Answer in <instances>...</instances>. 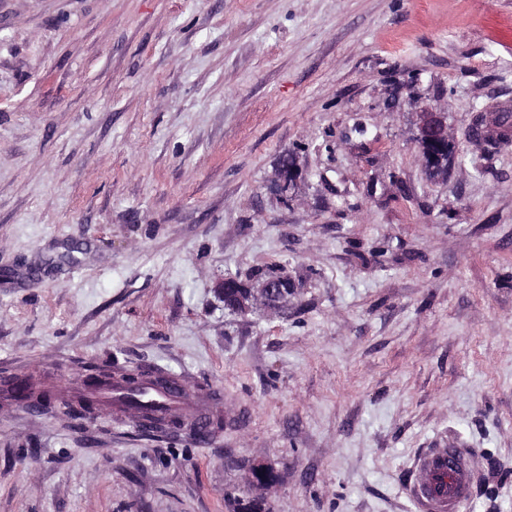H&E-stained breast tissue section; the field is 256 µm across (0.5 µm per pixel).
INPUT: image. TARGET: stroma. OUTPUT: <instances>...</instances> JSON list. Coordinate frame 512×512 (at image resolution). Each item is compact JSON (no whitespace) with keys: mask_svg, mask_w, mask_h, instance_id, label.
<instances>
[{"mask_svg":"<svg viewBox=\"0 0 512 512\" xmlns=\"http://www.w3.org/2000/svg\"><path fill=\"white\" fill-rule=\"evenodd\" d=\"M502 108L512 0H0V380L150 363L224 420L0 398V512H235L258 463L267 512H413L445 446L512 512V142L468 135ZM270 268L287 303L229 314ZM417 142L425 145L439 148L445 142H448V123L444 112H422L416 135ZM457 148L454 143L448 142V149L435 159V163L440 167H447L448 162L454 158ZM426 174L431 179H439L448 176V167L441 169H427ZM239 283V288H229L224 291V282L222 284L221 292H224V308L231 314H245L239 306L240 301L247 302L249 298H253V289L249 285L250 279L243 280L240 277H235Z\"/></svg>","mask_w":512,"mask_h":512,"instance_id":"35a3bbf8","label":"stroma"}]
</instances>
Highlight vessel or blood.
I'll use <instances>...</instances> for the list:
<instances>
[{"instance_id":"vessel-or-blood-1","label":"vessel or blood","mask_w":512,"mask_h":512,"mask_svg":"<svg viewBox=\"0 0 512 512\" xmlns=\"http://www.w3.org/2000/svg\"><path fill=\"white\" fill-rule=\"evenodd\" d=\"M173 391L163 394L147 390L145 400L155 402L158 415L167 419L189 413L195 421L205 414L181 377H173ZM414 512H462L473 495V482L461 449L422 448L412 461L411 475L405 486Z\"/></svg>"}]
</instances>
